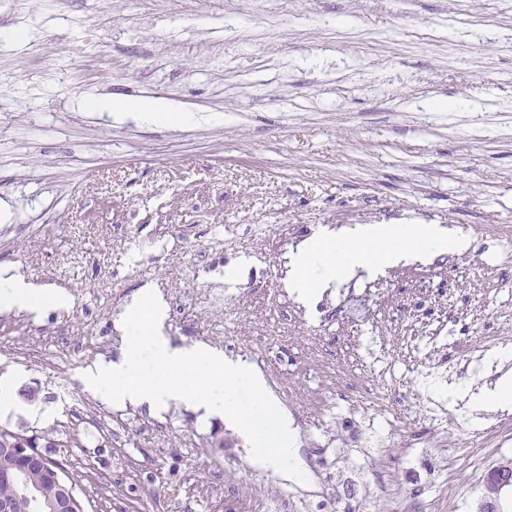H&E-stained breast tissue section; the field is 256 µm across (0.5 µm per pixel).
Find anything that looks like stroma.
I'll list each match as a JSON object with an SVG mask.
<instances>
[{"instance_id": "35a3bbf8", "label": "stroma", "mask_w": 512, "mask_h": 512, "mask_svg": "<svg viewBox=\"0 0 512 512\" xmlns=\"http://www.w3.org/2000/svg\"><path fill=\"white\" fill-rule=\"evenodd\" d=\"M163 99L176 127L94 111ZM0 272L66 292L0 311V346L50 354L87 337L88 368L127 352L145 292L170 345L259 373L306 482L257 465L228 419L131 406L123 446L63 447L87 512H476L512 442L459 431L443 448H374L347 396L359 336L405 335L436 300L512 341V0H0ZM436 224L454 252L355 270L303 303L290 259L326 230ZM472 227L463 236V227ZM0 426L51 428L38 367L0 355Z\"/></svg>"}]
</instances>
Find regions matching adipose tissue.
<instances>
[{"label":"adipose tissue","instance_id":"1","mask_svg":"<svg viewBox=\"0 0 512 512\" xmlns=\"http://www.w3.org/2000/svg\"><path fill=\"white\" fill-rule=\"evenodd\" d=\"M413 248L448 252L458 250L459 244L435 224H359L344 238L321 233L304 241L293 255L288 286L300 300L309 302L319 287L346 278L359 268L393 266ZM69 303L66 293L45 294L22 277L0 276V310L36 311Z\"/></svg>","mask_w":512,"mask_h":512}]
</instances>
